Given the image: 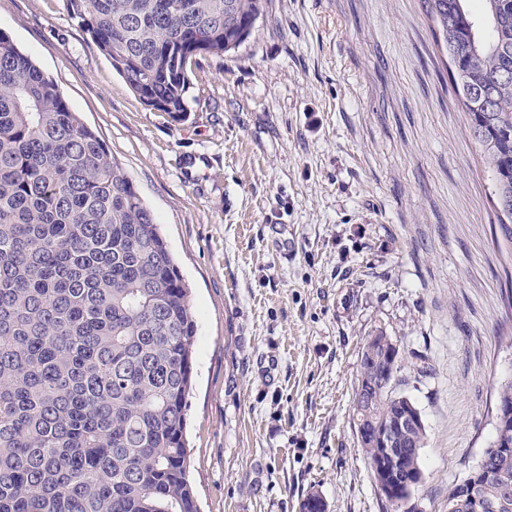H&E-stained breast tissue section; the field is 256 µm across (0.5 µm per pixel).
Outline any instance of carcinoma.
<instances>
[{"mask_svg": "<svg viewBox=\"0 0 512 512\" xmlns=\"http://www.w3.org/2000/svg\"><path fill=\"white\" fill-rule=\"evenodd\" d=\"M141 102L186 117L192 60L248 42L268 0H67ZM451 63L469 134L512 240V0H422ZM197 323L153 213L57 84L0 31V512H198L186 448ZM384 334L358 373L392 370ZM371 389L353 420L398 414ZM425 425L396 432L402 477L420 473ZM512 485V437L492 462ZM498 507L481 478L448 487Z\"/></svg>", "mask_w": 512, "mask_h": 512, "instance_id": "obj_1", "label": "carcinoma"}]
</instances>
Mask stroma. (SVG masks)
I'll list each match as a JSON object with an SVG mask.
<instances>
[{"label": "stroma", "mask_w": 512, "mask_h": 512, "mask_svg": "<svg viewBox=\"0 0 512 512\" xmlns=\"http://www.w3.org/2000/svg\"><path fill=\"white\" fill-rule=\"evenodd\" d=\"M151 209L198 325L187 397L200 512H393L352 421L361 349L399 347L427 428L403 512H448L512 379V242L422 0H271L148 110L65 0H0Z\"/></svg>", "instance_id": "1"}]
</instances>
